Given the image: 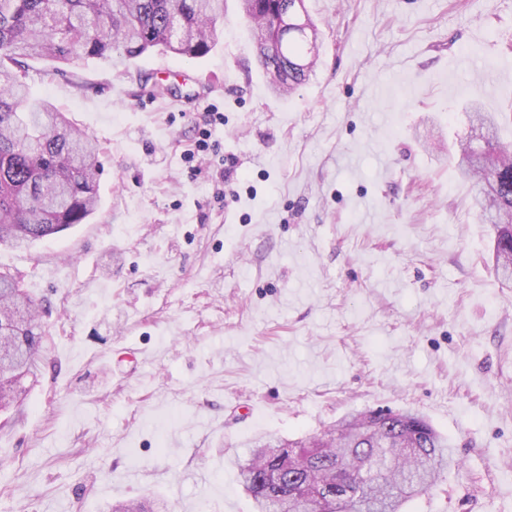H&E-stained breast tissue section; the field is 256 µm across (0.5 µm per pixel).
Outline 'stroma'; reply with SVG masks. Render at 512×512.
Returning <instances> with one entry per match:
<instances>
[{"mask_svg": "<svg viewBox=\"0 0 512 512\" xmlns=\"http://www.w3.org/2000/svg\"><path fill=\"white\" fill-rule=\"evenodd\" d=\"M307 7L320 58L285 98L239 0L202 58L26 61L30 97L96 141L100 172L87 223L0 244L44 333L37 380L0 413V512H253L233 461L255 439L368 409L451 444L406 512H512V288L454 157L470 100L512 148V0ZM199 74L241 177L222 204L208 160H182ZM166 503L161 499H155L146 505L145 502L129 500L117 501L108 506L109 512H167Z\"/></svg>", "mask_w": 512, "mask_h": 512, "instance_id": "stroma-1", "label": "stroma"}]
</instances>
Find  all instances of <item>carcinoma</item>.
<instances>
[{
  "label": "carcinoma",
  "instance_id": "obj_1",
  "mask_svg": "<svg viewBox=\"0 0 512 512\" xmlns=\"http://www.w3.org/2000/svg\"><path fill=\"white\" fill-rule=\"evenodd\" d=\"M259 61L276 95L309 81L308 37L282 26L304 0H242ZM224 0H0V244L30 247L83 223L97 207L98 149L51 103H31L19 79L22 60L72 64L93 58L121 64L156 48L196 58L218 39ZM486 133L489 158L460 142L463 174L482 186L475 205L492 215L494 269L512 288V152L499 147L496 116L465 108ZM38 304L17 278L0 272V332L28 353L21 366L0 364V412L23 394L43 342ZM448 439L409 411L367 410L297 441L259 440L237 462L255 512H403L451 466ZM108 512H167L155 499L117 501Z\"/></svg>",
  "mask_w": 512,
  "mask_h": 512
}]
</instances>
